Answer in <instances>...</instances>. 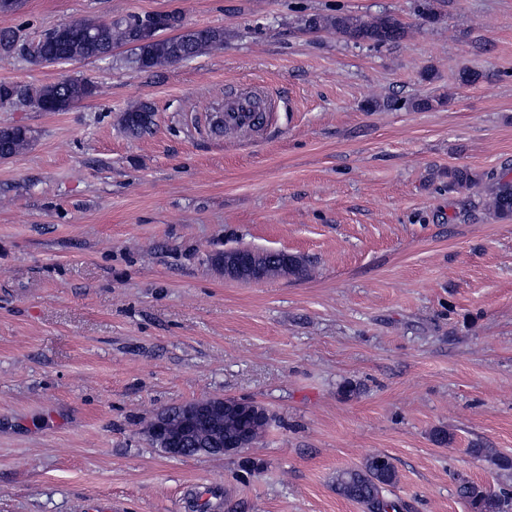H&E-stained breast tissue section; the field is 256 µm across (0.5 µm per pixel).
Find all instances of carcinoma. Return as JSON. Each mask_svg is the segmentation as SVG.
Returning a JSON list of instances; mask_svg holds the SVG:
<instances>
[{"instance_id":"carcinoma-1","label":"carcinoma","mask_w":512,"mask_h":512,"mask_svg":"<svg viewBox=\"0 0 512 512\" xmlns=\"http://www.w3.org/2000/svg\"><path fill=\"white\" fill-rule=\"evenodd\" d=\"M144 16L130 14L115 19L93 21L75 19L63 23L66 31L82 35L90 30L94 37L78 39L66 47L55 43L58 30L46 31L39 40L40 48L32 51L12 28L0 29V59L19 55L35 64L48 60L65 58L72 60L105 59L112 56V48L117 45L130 47L129 62L136 68L150 71L196 57L207 50L224 46V30L207 28L195 31L184 27L183 17L177 12L161 15L163 29L154 38H145L139 30ZM304 27L319 31L329 29L345 41L355 45L383 46L396 43L404 38L405 27L396 18L385 15L366 20L356 15L338 13L334 16L311 15L304 19ZM167 31H177L179 35L166 37ZM97 86L89 81L62 77L59 80L36 86L0 81V107L25 105L40 111L51 103L63 101L66 107L95 96ZM155 124L154 111L146 103H133L122 113L121 125L132 136H139L152 129ZM32 142L31 132L17 125L0 127V159L6 160L23 154ZM492 181L486 205L497 216L512 214V180L504 175H490ZM478 183L475 175L466 169H448V190L460 191ZM254 262L264 275L284 271V253L280 251L255 252ZM475 458H485L503 473H512V458L497 455L490 448L478 445L469 449ZM398 482V471L387 455H372L360 465L340 470L336 473L334 486L336 493L360 504L365 512H401L399 501L389 497L390 488ZM460 494L467 499L472 512H507L512 505V485H504L493 493L479 485L464 483L459 487Z\"/></svg>"}]
</instances>
